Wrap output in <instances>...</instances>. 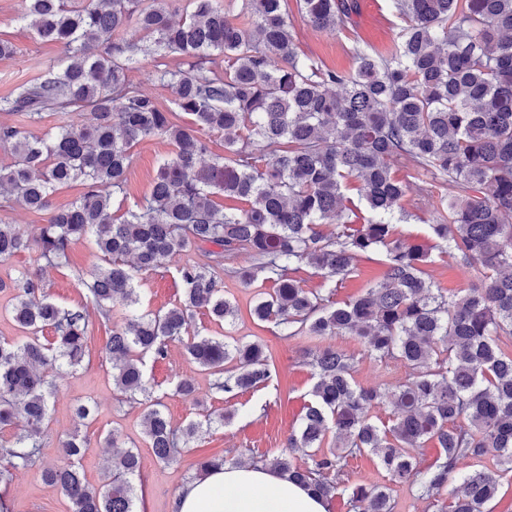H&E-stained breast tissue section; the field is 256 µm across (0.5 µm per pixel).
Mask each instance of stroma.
<instances>
[{
  "label": "stroma",
  "instance_id": "1",
  "mask_svg": "<svg viewBox=\"0 0 512 512\" xmlns=\"http://www.w3.org/2000/svg\"><path fill=\"white\" fill-rule=\"evenodd\" d=\"M376 4L386 20L385 26H378L369 10L364 8L353 32L336 34L312 30L298 13L296 5H289L288 14L297 32L300 51L329 67L345 70L353 65V42H360L372 52H386L392 45L396 19L389 0H376ZM18 8L19 0H0V35L8 37L17 46L14 57L0 58V98L9 96L26 82L46 75L61 56L60 46L39 40L26 25L16 22ZM166 150V145L154 140L143 141L134 147L125 185L129 200L140 199L149 193L158 161ZM98 262V253L91 241L76 242L68 266L45 269V291L63 306L85 303V292L78 275ZM135 286L142 306L154 311L171 307L181 293V283L172 270L162 275L139 274ZM224 293L239 307L233 325L217 327L202 310L196 311L194 323L212 336L224 334L264 339L277 370V378L271 386L227 398L226 394L212 390L210 375L187 359L181 344L171 343L166 358L148 362L147 370L154 394L162 398L172 422L185 423L206 410L215 413L229 410L234 417L229 423L213 427L202 443L187 449L178 461L159 463L145 442L140 407L118 402L115 396L112 368L104 353L107 335L103 327L93 325L88 340V362L76 371H63L57 379L51 430L44 439L43 464L61 463L58 440L76 431L90 441V449L81 459L80 466L89 482L102 483L112 457L111 449L105 446V437L115 433L123 446L137 447L142 456L140 475L134 480L139 512H171L175 495L194 475L192 464L199 455L220 451L229 456L241 454L249 458L284 449L288 435L298 423L305 395L313 384L311 369L304 364L302 354L323 346L324 341L308 336L288 340L277 338L272 329L258 326L249 314L253 289L228 280L224 283ZM331 343L353 356L357 365L356 379L361 385L389 387L407 375L406 365L375 361L353 337L337 336ZM181 378L193 381L195 397L174 394V385ZM87 402L96 404V417L91 421L79 420L74 409ZM346 472L353 484L389 486L396 503L395 512H435L426 501L413 495L408 484L390 480L374 457L349 459ZM6 495L11 512H69L68 500L59 490L43 484L34 469L16 471Z\"/></svg>",
  "mask_w": 512,
  "mask_h": 512
}]
</instances>
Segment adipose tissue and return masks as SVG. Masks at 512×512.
Returning <instances> with one entry per match:
<instances>
[{"mask_svg":"<svg viewBox=\"0 0 512 512\" xmlns=\"http://www.w3.org/2000/svg\"><path fill=\"white\" fill-rule=\"evenodd\" d=\"M325 499L263 466H227L186 483L172 512H328Z\"/></svg>","mask_w":512,"mask_h":512,"instance_id":"adipose-tissue-1","label":"adipose tissue"}]
</instances>
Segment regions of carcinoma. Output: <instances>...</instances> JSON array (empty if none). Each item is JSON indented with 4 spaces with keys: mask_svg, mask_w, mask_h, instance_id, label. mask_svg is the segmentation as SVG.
Returning a JSON list of instances; mask_svg holds the SVG:
<instances>
[{
    "mask_svg": "<svg viewBox=\"0 0 512 512\" xmlns=\"http://www.w3.org/2000/svg\"><path fill=\"white\" fill-rule=\"evenodd\" d=\"M296 5L318 32L355 26L357 0ZM286 6L20 0L17 19L40 40L62 45L64 56L0 108L30 120L44 110L90 119L41 134L0 123V146L14 157L0 166V196L49 213L31 238L0 224V260L27 252L36 264L13 281L8 309L25 336L0 339L1 485L16 470L38 467L70 512H138L136 449L118 452L109 481L99 485L80 469L90 443L77 432L61 438L60 464L41 466L54 377L84 361L90 305L107 327L114 389L143 406L145 440L161 463L233 413L174 425L154 396L145 359L166 358L168 344L178 342L226 394L276 379L262 342H229L194 327L201 308L219 326L238 314L224 297L221 271L256 289L250 315L281 338L352 336L374 359L409 368L392 388L364 387L344 351H305L314 379L305 412L288 451L261 456L263 466L327 500L349 493L354 512H393L388 487L344 479L347 457L372 455L437 512H490L500 478L512 473V0H391L400 20L391 48L354 49L348 71L299 53ZM129 26L139 39L124 36ZM147 54L180 57L153 72L178 111L130 81ZM210 133L223 136L224 155L209 157ZM147 139L172 150L149 194L118 200L132 149ZM354 182L363 210L346 195ZM73 183L82 194L52 208L54 192ZM413 183L431 200L429 247L397 228L415 217L405 206ZM323 224L334 232L324 233ZM84 239L100 259L79 277L89 305L64 307L43 291L39 275L68 265L72 245ZM434 249L477 268L463 294L435 284L427 271ZM190 251L200 259L176 268L182 297L165 311H139L134 273L166 269ZM371 254L382 257L381 279L358 296L334 299L336 285ZM305 267L333 288L306 287ZM116 307L126 313L113 325ZM383 402L392 418L379 425L369 411ZM7 429L15 430L9 439L1 436ZM430 443L439 453L424 467L413 450ZM297 452L309 462H295ZM491 453L497 471H471L448 489L460 461ZM226 464L245 461L215 453L194 468L201 475Z\"/></svg>",
    "mask_w": 512,
    "mask_h": 512,
    "instance_id": "obj_1",
    "label": "carcinoma"
}]
</instances>
